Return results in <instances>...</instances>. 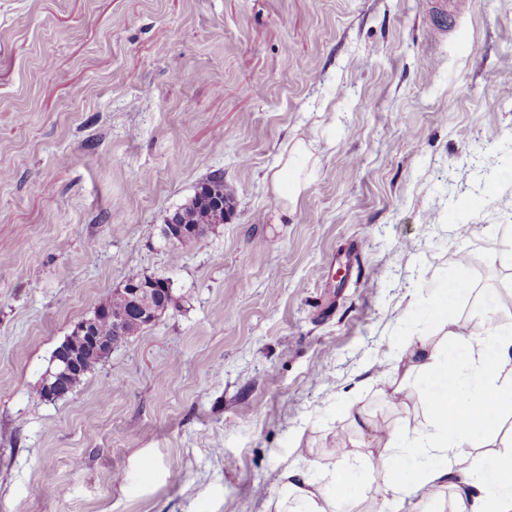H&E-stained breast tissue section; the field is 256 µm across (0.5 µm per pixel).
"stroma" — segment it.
Here are the masks:
<instances>
[{
    "mask_svg": "<svg viewBox=\"0 0 512 512\" xmlns=\"http://www.w3.org/2000/svg\"><path fill=\"white\" fill-rule=\"evenodd\" d=\"M312 144L286 213L265 179ZM512 0H0V512H267L353 423L423 419L378 368L512 292ZM213 173L233 210L166 217ZM176 307L65 398L36 390L129 272ZM468 288V282L464 279L450 280L445 288H438L437 294L434 297V304L441 316L443 325H448V301L456 296L461 290Z\"/></svg>",
    "mask_w": 512,
    "mask_h": 512,
    "instance_id": "35a3bbf8",
    "label": "stroma"
}]
</instances>
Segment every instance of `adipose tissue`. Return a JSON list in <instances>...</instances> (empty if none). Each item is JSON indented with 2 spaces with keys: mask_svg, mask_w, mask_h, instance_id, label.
Returning a JSON list of instances; mask_svg holds the SVG:
<instances>
[{
  "mask_svg": "<svg viewBox=\"0 0 512 512\" xmlns=\"http://www.w3.org/2000/svg\"><path fill=\"white\" fill-rule=\"evenodd\" d=\"M310 155V143L297 140L271 171L270 189L282 205H296L300 198L305 182L296 165ZM483 322L481 330L446 331L439 344L424 336L409 337L406 369L389 376L395 395L409 385L428 384L421 397L420 425L375 435L385 449L381 460L391 492L390 512H416V503L440 501L450 487L456 512H512V434L501 428L503 419L512 416V323L492 315ZM486 448L496 451L490 468L481 461ZM408 454L422 460L411 472L397 466ZM344 459L345 466L329 476L335 488L330 496L317 482L304 478L295 483L283 474L284 493L274 512H348L346 489L355 466L352 454Z\"/></svg>",
  "mask_w": 512,
  "mask_h": 512,
  "instance_id": "1",
  "label": "adipose tissue"
}]
</instances>
